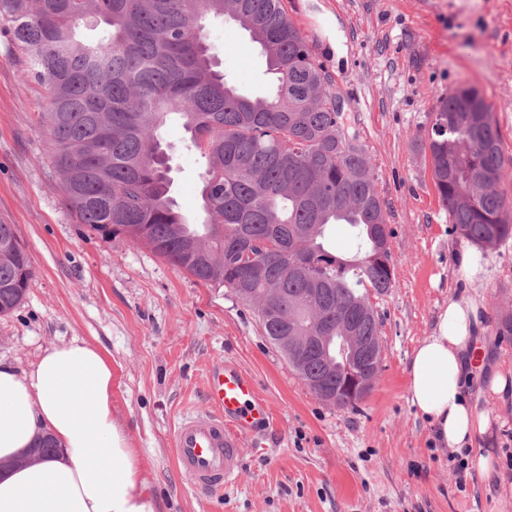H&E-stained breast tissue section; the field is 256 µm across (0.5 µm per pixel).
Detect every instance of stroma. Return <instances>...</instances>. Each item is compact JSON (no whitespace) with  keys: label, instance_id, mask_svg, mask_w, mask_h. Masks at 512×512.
<instances>
[{"label":"stroma","instance_id":"stroma-1","mask_svg":"<svg viewBox=\"0 0 512 512\" xmlns=\"http://www.w3.org/2000/svg\"><path fill=\"white\" fill-rule=\"evenodd\" d=\"M289 20L343 99L344 124L369 157L386 203L394 286L371 303L381 321V369L357 408L313 396L264 336L254 309L204 284L145 244L87 232L68 211L42 126L48 86L24 77L0 31V220L13 224L33 276L23 303L0 316V360L27 370L47 346L79 337L112 364V410L135 451L156 512H512V402L489 391L494 366L512 367V239L487 251L477 286L486 296L483 365L467 381L489 414L474 451L490 476L458 487L430 424L407 400L406 368L457 290L462 246L439 200L426 133L439 101L475 87L491 107L512 168V0H284ZM208 43L241 92L265 97L273 77L234 22L207 26ZM346 48L337 55L331 44ZM172 196L201 216L204 161L178 122L163 131ZM232 363L271 410L244 440L237 485L205 497L168 453L174 426L207 407L204 379Z\"/></svg>","mask_w":512,"mask_h":512}]
</instances>
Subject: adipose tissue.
Masks as SVG:
<instances>
[{"label":"adipose tissue","mask_w":512,"mask_h":512,"mask_svg":"<svg viewBox=\"0 0 512 512\" xmlns=\"http://www.w3.org/2000/svg\"><path fill=\"white\" fill-rule=\"evenodd\" d=\"M463 289L441 308L406 368L410 405L431 420L438 449L462 451L486 435L490 418L471 404L464 377L482 356L484 296L473 283L488 259L458 251ZM56 456L0 476V512H155L123 427L112 413V365L81 338L50 345L28 370L0 361V459L42 435Z\"/></svg>","instance_id":"1"}]
</instances>
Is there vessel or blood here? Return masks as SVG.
I'll return each instance as SVG.
<instances>
[{"label": "vessel or blood", "mask_w": 512, "mask_h": 512, "mask_svg": "<svg viewBox=\"0 0 512 512\" xmlns=\"http://www.w3.org/2000/svg\"><path fill=\"white\" fill-rule=\"evenodd\" d=\"M209 410L193 411L177 423L172 455L201 493L224 490L236 483L242 468L240 445L261 425L270 410L251 377L231 363L205 377Z\"/></svg>", "instance_id": "b4317fda"}]
</instances>
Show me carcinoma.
Returning a JSON list of instances; mask_svg holds the SVG:
<instances>
[{"mask_svg": "<svg viewBox=\"0 0 512 512\" xmlns=\"http://www.w3.org/2000/svg\"><path fill=\"white\" fill-rule=\"evenodd\" d=\"M244 30L274 76L272 94L248 98L225 80L207 23ZM105 25L87 41L82 26ZM24 58L26 77L51 90L44 126L76 223L105 239L145 243L205 284L252 306L270 342L311 311L309 336H335L353 322L380 336L369 303L393 287L385 203L369 158L350 138L336 95L283 0H0V29ZM181 122L205 159L202 225L171 196L161 131ZM433 179L456 233L480 248L512 237L498 185L501 136L485 98L460 86L440 100L427 133ZM348 224L356 251L326 244ZM264 267L243 271L244 252ZM33 271L14 225L0 221V315L19 306ZM349 369L311 352L294 372L320 400Z\"/></svg>", "mask_w": 512, "mask_h": 512, "instance_id": "cac0c4a2", "label": "carcinoma"}]
</instances>
